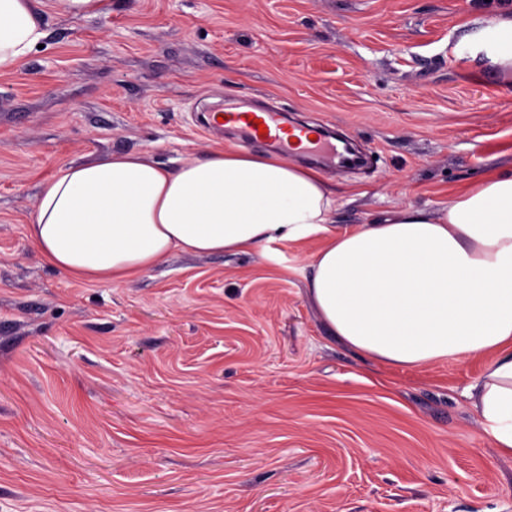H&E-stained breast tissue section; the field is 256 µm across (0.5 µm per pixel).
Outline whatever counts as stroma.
Instances as JSON below:
<instances>
[{"mask_svg": "<svg viewBox=\"0 0 512 512\" xmlns=\"http://www.w3.org/2000/svg\"><path fill=\"white\" fill-rule=\"evenodd\" d=\"M512 0H106L42 14L0 73V512H512L467 397L486 358L363 359L309 303L324 241L68 278L25 226L65 163L242 145L203 112L271 104L347 141L337 229L445 206L512 168V76L456 52ZM53 2V9L59 14H91L102 6L103 0H49Z\"/></svg>", "mask_w": 512, "mask_h": 512, "instance_id": "stroma-1", "label": "stroma"}]
</instances>
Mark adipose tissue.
I'll list each match as a JSON object with an SVG mask.
<instances>
[{
	"label": "adipose tissue",
	"mask_w": 512,
	"mask_h": 512,
	"mask_svg": "<svg viewBox=\"0 0 512 512\" xmlns=\"http://www.w3.org/2000/svg\"><path fill=\"white\" fill-rule=\"evenodd\" d=\"M91 14L103 0H0V72L43 36L45 6ZM462 60L512 73V18H477ZM319 170L233 147L164 166L137 153L65 164L40 189L26 236L75 280L115 283L174 252L245 254L321 236L306 294L333 336L402 367L490 355L468 394L488 440L512 456V169L440 210L406 206L343 232Z\"/></svg>",
	"instance_id": "adipose-tissue-1"
}]
</instances>
